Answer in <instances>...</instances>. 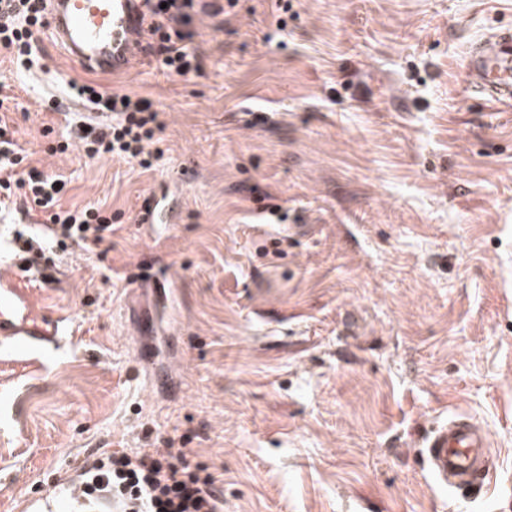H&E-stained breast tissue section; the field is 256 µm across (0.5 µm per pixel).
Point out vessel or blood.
<instances>
[{"label":"vessel or blood","instance_id":"vessel-or-blood-1","mask_svg":"<svg viewBox=\"0 0 512 512\" xmlns=\"http://www.w3.org/2000/svg\"><path fill=\"white\" fill-rule=\"evenodd\" d=\"M46 34L87 72L125 74L141 60L151 38L147 0H46ZM471 88L489 101L512 102V28L486 34L466 55ZM22 267L0 276V343L47 347L62 335L61 319L34 320ZM488 430L466 415L449 416L432 431L427 471L445 490H481L490 476Z\"/></svg>","mask_w":512,"mask_h":512}]
</instances>
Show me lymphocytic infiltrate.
<instances>
[{
    "label": "lymphocytic infiltrate",
    "instance_id": "obj_1",
    "mask_svg": "<svg viewBox=\"0 0 512 512\" xmlns=\"http://www.w3.org/2000/svg\"><path fill=\"white\" fill-rule=\"evenodd\" d=\"M5 2L0 9V49L10 52L17 67L31 69L36 61L34 35L45 26L44 0ZM208 10L204 0H166L165 6H154L152 39L169 74L185 78L199 71L198 57L188 46V26L194 15ZM69 88L73 97L106 114L107 120L97 125L75 122L71 137L57 144V152L74 148L92 159H134L145 169L161 157L155 135L164 124L149 99L75 81ZM14 102V96L0 90V210L9 209L19 190L30 208L45 214L55 235L86 246L103 243L112 234L111 212L93 205L62 207L64 184L58 176L22 171L26 156L4 118ZM191 455V449L170 446L84 461L79 468L77 512H90L91 505L105 501L116 512H224L217 476L193 464Z\"/></svg>",
    "mask_w": 512,
    "mask_h": 512
}]
</instances>
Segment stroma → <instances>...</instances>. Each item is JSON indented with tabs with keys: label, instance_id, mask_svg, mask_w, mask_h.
Here are the masks:
<instances>
[{
	"label": "stroma",
	"instance_id": "1",
	"mask_svg": "<svg viewBox=\"0 0 512 512\" xmlns=\"http://www.w3.org/2000/svg\"><path fill=\"white\" fill-rule=\"evenodd\" d=\"M292 11L282 32L274 0L195 16L186 78L152 50L88 73L42 33L30 70L0 51L28 166L115 215L92 252L43 245L34 314L65 317L58 346L0 348V512H67L79 461L164 437L221 479L224 512H512V108L464 82L512 0ZM73 80L153 102L154 169L49 153ZM179 178L180 218L149 238L140 206ZM44 222L0 219V272ZM454 414L491 434L478 492L424 463Z\"/></svg>",
	"mask_w": 512,
	"mask_h": 512
}]
</instances>
